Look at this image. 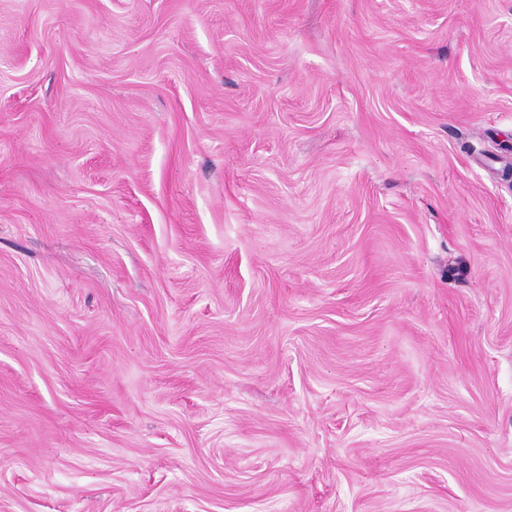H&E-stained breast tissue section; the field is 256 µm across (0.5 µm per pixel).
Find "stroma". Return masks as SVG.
<instances>
[{
  "label": "stroma",
  "instance_id": "35a3bbf8",
  "mask_svg": "<svg viewBox=\"0 0 512 512\" xmlns=\"http://www.w3.org/2000/svg\"><path fill=\"white\" fill-rule=\"evenodd\" d=\"M512 0H0V512H512Z\"/></svg>",
  "mask_w": 512,
  "mask_h": 512
}]
</instances>
